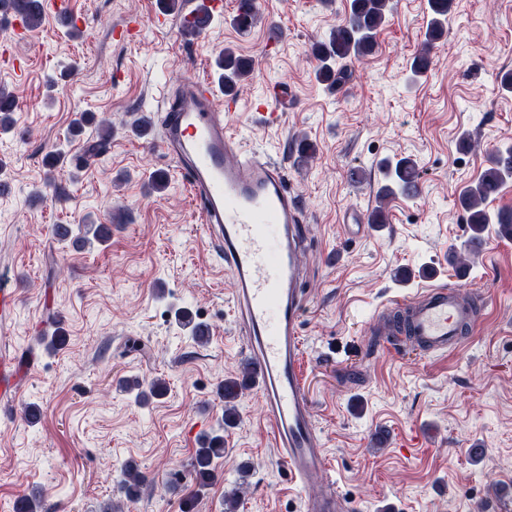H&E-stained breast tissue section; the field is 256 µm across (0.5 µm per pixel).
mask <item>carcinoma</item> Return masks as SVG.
I'll use <instances>...</instances> for the list:
<instances>
[{
	"label": "carcinoma",
	"instance_id": "1",
	"mask_svg": "<svg viewBox=\"0 0 512 512\" xmlns=\"http://www.w3.org/2000/svg\"><path fill=\"white\" fill-rule=\"evenodd\" d=\"M7 4L23 15L27 27L35 29L43 20V13L37 7L36 0H0V6ZM454 0H428L429 20L424 33V44L410 63V77L415 79L425 75L432 66V49L446 33L448 13L452 11ZM389 13V0H349L344 17L330 30L322 40L312 45L311 52L318 61L316 79L330 85H340L348 77L349 63L359 60L374 52L377 36L385 26ZM257 20L256 0H237L235 24L241 29H248ZM219 81L224 93L237 91L239 85L252 74V62L231 50L224 51L216 61ZM17 106L11 95L0 92V130L6 131L14 125L13 114ZM512 173V146L498 148L491 152L486 166L479 178L463 187L458 201L466 214V223L471 231L470 241H482L490 224L497 225L500 238L512 240V209L492 212L488 203L495 197V192L508 180ZM422 173L418 164L411 158L403 157L386 165L388 183L378 193V205L372 210L369 220L372 224L388 223L386 211L388 200L395 194L405 195L418 187ZM59 239L69 241L78 248L90 243V239L80 235L72 225L62 228ZM251 365L244 366L242 377L226 379L219 386V396L224 400V424L235 423L237 411L234 401L239 393L250 385ZM124 388L137 391L138 398L145 401L150 396L165 394L166 383L160 379L152 382L149 391L142 390L138 378L123 380ZM224 458V438L215 435L204 438L195 450L192 460V473L200 487L207 486L214 478L217 460ZM147 478L133 463H126L121 469L120 490L128 498L139 496L146 486Z\"/></svg>",
	"mask_w": 512,
	"mask_h": 512
}]
</instances>
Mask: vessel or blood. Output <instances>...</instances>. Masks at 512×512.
<instances>
[{"mask_svg": "<svg viewBox=\"0 0 512 512\" xmlns=\"http://www.w3.org/2000/svg\"><path fill=\"white\" fill-rule=\"evenodd\" d=\"M63 26L80 16L69 0H41ZM177 111L161 120L158 144L175 162L197 205L210 242L224 254L237 322L250 341L253 380L264 402L274 445L301 490L300 512H349L325 479L327 459L302 376L301 319L307 297L300 256L312 242L307 211L285 170L264 153L248 150L232 132L208 80L181 88ZM458 285L427 283L379 314L388 321L389 347L409 346L437 356L458 348L476 322Z\"/></svg>", "mask_w": 512, "mask_h": 512, "instance_id": "obj_1", "label": "vessel or blood"}]
</instances>
